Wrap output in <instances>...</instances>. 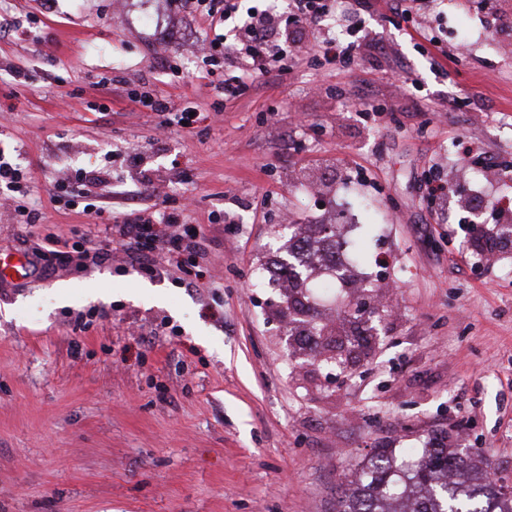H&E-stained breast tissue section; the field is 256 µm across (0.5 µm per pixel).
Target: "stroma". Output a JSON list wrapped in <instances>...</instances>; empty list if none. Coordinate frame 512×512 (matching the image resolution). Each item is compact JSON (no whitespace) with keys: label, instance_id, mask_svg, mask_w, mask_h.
<instances>
[{"label":"stroma","instance_id":"1","mask_svg":"<svg viewBox=\"0 0 512 512\" xmlns=\"http://www.w3.org/2000/svg\"><path fill=\"white\" fill-rule=\"evenodd\" d=\"M486 3L412 0L393 22L373 0L220 97L232 69L194 54L214 33L186 0H0L23 27L0 37V148L40 217L0 209V255L92 248L131 187L207 237L194 279L118 250L0 283V512H336L378 449L440 438L512 486V250L486 262L427 191L442 180L462 219L512 199L484 167L512 164V0ZM329 36L359 42L352 63L323 57ZM140 88L195 123L156 145ZM90 171L96 211L55 198ZM336 201L366 260L330 295L305 278L295 313L261 268L286 257L282 214L317 224ZM361 295L369 320L339 315ZM317 323L335 346L310 348Z\"/></svg>","mask_w":512,"mask_h":512}]
</instances>
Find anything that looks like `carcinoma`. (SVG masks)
I'll return each mask as SVG.
<instances>
[{"label":"carcinoma","instance_id":"carcinoma-1","mask_svg":"<svg viewBox=\"0 0 512 512\" xmlns=\"http://www.w3.org/2000/svg\"><path fill=\"white\" fill-rule=\"evenodd\" d=\"M367 477L345 488L338 512H512V494L496 488L486 469L446 448H431L406 464L390 452L373 456Z\"/></svg>","mask_w":512,"mask_h":512}]
</instances>
